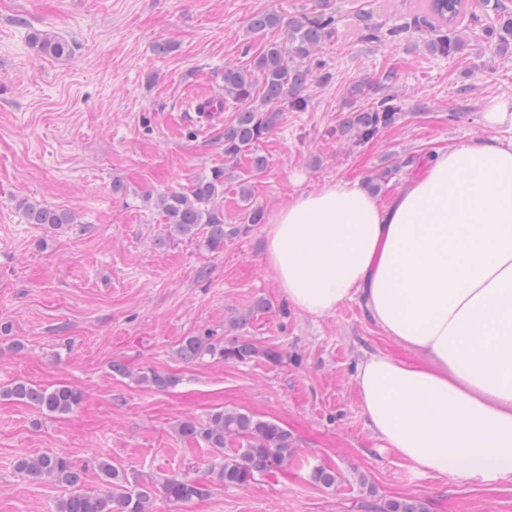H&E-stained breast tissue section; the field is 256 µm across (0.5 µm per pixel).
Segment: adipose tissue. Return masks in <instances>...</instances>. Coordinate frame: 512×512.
<instances>
[{"instance_id": "adipose-tissue-1", "label": "adipose tissue", "mask_w": 512, "mask_h": 512, "mask_svg": "<svg viewBox=\"0 0 512 512\" xmlns=\"http://www.w3.org/2000/svg\"><path fill=\"white\" fill-rule=\"evenodd\" d=\"M264 249L297 310L360 302L411 352L369 355L357 371L388 448L419 471L512 475V141L436 152L387 203L345 178L295 193Z\"/></svg>"}]
</instances>
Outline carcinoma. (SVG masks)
Returning a JSON list of instances; mask_svg holds the SVG:
<instances>
[{
    "instance_id": "carcinoma-1",
    "label": "carcinoma",
    "mask_w": 512,
    "mask_h": 512,
    "mask_svg": "<svg viewBox=\"0 0 512 512\" xmlns=\"http://www.w3.org/2000/svg\"><path fill=\"white\" fill-rule=\"evenodd\" d=\"M498 16L493 49L498 54L512 51V13L500 0H484ZM429 10L437 24L427 47L435 55L451 57L461 49L463 42L457 34V21L464 13L463 0H430ZM286 25L287 37L283 42L270 41L255 56L250 68L224 67V99L242 105L233 121L224 127V161L233 162L246 155L252 156L253 168L266 167L264 156L255 153L256 144L273 131L280 114L304 112L308 109L306 89L311 81L309 60L325 39L333 34L335 18L332 15L310 19L294 17L283 22L273 13L257 14L249 30L260 33ZM404 33L402 28L375 29L366 35L374 42L396 41ZM32 47L40 54L64 56L68 44L49 34L35 31L29 37ZM402 101L385 96L369 106L352 108L343 113L336 134L356 143H365L382 129L395 124L402 116ZM224 190V174L196 183L188 193L173 192L161 197V207L173 230L183 236L205 235L206 246L216 251L224 246V235L237 234L253 224L264 222V211L249 207L243 224L224 231V215L215 200ZM18 208L29 224L61 226L74 223L73 216L53 207L22 198ZM184 362H196L205 357L231 362H246L263 358L279 364L284 353L275 346H259L242 338L224 342L210 334L184 337L176 351ZM137 381L157 390L175 387L179 379L170 374L147 368L137 375ZM0 398L30 404L51 415H68L83 402V393L68 385L42 388L23 380L0 389ZM185 440L203 443L224 458L211 468L212 482L224 486L241 487L251 484L256 476L272 473L288 464L296 454L288 430L272 420L236 409L218 408L206 419H186L177 427ZM16 467L27 479L51 480L69 488V492L56 502L54 512H151L150 493L133 489L128 477L111 462L98 461L102 488L88 491L83 487L82 475L72 462L58 454H22ZM160 491L169 500L185 502L208 495L210 484L187 480L178 476L166 477L160 482ZM379 512H425L424 505L411 499L391 501Z\"/></svg>"
}]
</instances>
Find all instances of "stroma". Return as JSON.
<instances>
[{
    "label": "stroma",
    "mask_w": 512,
    "mask_h": 512,
    "mask_svg": "<svg viewBox=\"0 0 512 512\" xmlns=\"http://www.w3.org/2000/svg\"><path fill=\"white\" fill-rule=\"evenodd\" d=\"M460 53H429L427 0H0V387L24 380L70 385L79 409L51 417L0 399V512H53L65 486L32 482L16 470L20 453L52 451L100 487L98 460L146 486L169 475L206 479L215 453L182 439L177 424L237 408L288 429L297 450L287 466L244 487L212 486L185 503L153 496V512H373L415 499L427 512H512V477L456 480L412 469L370 427L358 400V364L368 355L409 353L384 336L355 302L313 318L277 288L264 259L265 227L225 236L220 251L201 237L169 238L160 196L189 192L225 170V227L247 205L272 214L294 193L346 178L392 176L388 202L421 171L430 153L477 138L512 140L482 113L512 101V53L497 55L495 12L466 0ZM258 13L281 18L334 16L335 30L314 57L330 81L312 78L304 112H284L255 148L267 159L224 162V128L236 113L200 123L194 103L224 90V67L248 66L284 27L255 35ZM409 24L396 42L362 38L367 26ZM45 31L69 55L32 48ZM166 52H159V45ZM358 97H350L354 85ZM392 94L403 115L357 146L337 120ZM417 157L407 165L408 157ZM250 200H242V187ZM74 213L76 223H26L19 198ZM209 276L197 277L200 268ZM270 308L257 310L256 302ZM243 337L281 349L280 364L180 361L183 337ZM122 363L129 375L113 371ZM178 376L160 391L136 382L144 368ZM334 470L335 489L313 479Z\"/></svg>",
    "instance_id": "1"
}]
</instances>
